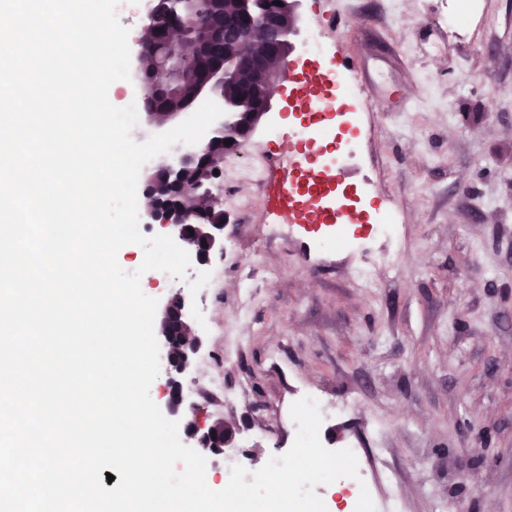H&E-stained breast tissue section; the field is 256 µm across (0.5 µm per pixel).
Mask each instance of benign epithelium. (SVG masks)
Masks as SVG:
<instances>
[{
	"instance_id": "1",
	"label": "benign epithelium",
	"mask_w": 512,
	"mask_h": 512,
	"mask_svg": "<svg viewBox=\"0 0 512 512\" xmlns=\"http://www.w3.org/2000/svg\"><path fill=\"white\" fill-rule=\"evenodd\" d=\"M245 9L240 13L252 30L263 36L262 49L258 52L245 48L232 38L235 20L224 16L220 9L222 0H210L206 12L191 21L200 31L201 37H188L186 23L169 28L162 33L164 56L149 72L145 73L144 83L153 88H164L179 80L184 64L190 60L211 62L209 74L210 90L222 94L224 62H212L208 45L212 41L225 40L230 44V60L235 68L248 78V84L255 86L261 97V105L256 112H232L224 106V115L213 123V127L196 146L184 149L181 145L172 148L171 154L162 158L156 165L157 175L168 188L176 189L186 196L215 201V182H194L192 173L201 163L203 153L228 140H250L270 108L272 90L283 79L288 68V56L293 51L291 36L296 31L299 14L298 0H292L289 21H284L270 7V0H242ZM183 0H155L148 15L154 22L165 15L178 16V6ZM147 224H158L174 241L188 250L199 264H206L215 252H224L227 218L213 221H200V210L195 206H172L158 198L144 213ZM190 299L179 291L170 296L157 324L158 336L165 349L169 370L184 375L193 366L195 356L203 347V338L195 333L188 317ZM168 408L186 420L187 433L196 440L200 448L213 454L233 455L237 452V435L240 429L219 418L210 424L202 425L197 420L198 405L187 402L188 395L181 381L173 378L167 391Z\"/></svg>"
}]
</instances>
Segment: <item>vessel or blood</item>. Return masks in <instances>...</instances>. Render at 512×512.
I'll list each match as a JSON object with an SVG mask.
<instances>
[{
  "label": "vessel or blood",
  "instance_id": "b4317fda",
  "mask_svg": "<svg viewBox=\"0 0 512 512\" xmlns=\"http://www.w3.org/2000/svg\"><path fill=\"white\" fill-rule=\"evenodd\" d=\"M354 59L343 55L337 59L317 57L310 60L308 69L293 87V99L309 124L325 127L329 124L322 105L336 93V77L354 70ZM280 175L271 177L265 191V209L290 224H332L338 215L328 211L312 213L296 202L300 192L329 185L316 157L297 138H290L283 155Z\"/></svg>",
  "mask_w": 512,
  "mask_h": 512
}]
</instances>
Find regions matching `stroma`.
<instances>
[{
  "label": "stroma",
  "mask_w": 512,
  "mask_h": 512,
  "mask_svg": "<svg viewBox=\"0 0 512 512\" xmlns=\"http://www.w3.org/2000/svg\"><path fill=\"white\" fill-rule=\"evenodd\" d=\"M455 0H300L294 45L331 20L354 57L348 108L358 155L339 184L362 210L355 249L325 246L323 225L267 214L263 190L236 178L224 206L225 252L209 287L191 289L204 348L185 380L195 391L246 381L230 403L199 401V421L244 424L240 465L254 471L294 441L296 388L351 401L320 428L331 450L386 432L403 512H512V0H477L454 33L437 21ZM288 84L247 144L273 172L270 128L289 116ZM397 216L396 238L371 231ZM383 254L392 274L356 276Z\"/></svg>",
  "instance_id": "35a3bbf8"
}]
</instances>
